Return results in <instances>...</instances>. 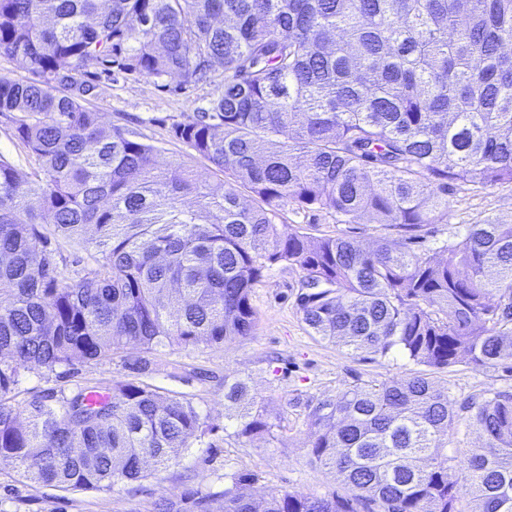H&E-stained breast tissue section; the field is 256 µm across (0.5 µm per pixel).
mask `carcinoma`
Masks as SVG:
<instances>
[{"label": "carcinoma", "mask_w": 512, "mask_h": 512, "mask_svg": "<svg viewBox=\"0 0 512 512\" xmlns=\"http://www.w3.org/2000/svg\"><path fill=\"white\" fill-rule=\"evenodd\" d=\"M0 114L38 161L0 156V463L34 483L100 490L219 447L193 401L142 381L16 401L23 373L106 362L129 345L216 347L249 336L252 290L276 265L303 271L310 333L353 352L393 350L442 370L512 372V223L489 218L434 252L411 248L448 221V189L512 183V0H0ZM94 62L96 78H85ZM224 75L209 107L172 128L210 163L157 149L85 108L101 79ZM253 204L241 201L239 187ZM327 211L389 230L369 248L313 238L280 215ZM93 229L92 237L86 230ZM88 260L67 270L59 241ZM448 388L418 372L309 406V463L347 497L194 489L157 512H512V391L466 403L487 440L449 476ZM234 436L277 438L244 376L224 377Z\"/></svg>", "instance_id": "obj_1"}]
</instances>
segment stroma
<instances>
[{
	"label": "stroma",
	"mask_w": 512,
	"mask_h": 512,
	"mask_svg": "<svg viewBox=\"0 0 512 512\" xmlns=\"http://www.w3.org/2000/svg\"><path fill=\"white\" fill-rule=\"evenodd\" d=\"M217 86L213 80L173 92L150 78L133 80L117 75L101 81L97 95L88 98L86 106L100 113L105 123L135 131L140 141L157 149L160 161L179 162L202 172L207 160L173 138L171 127L206 107ZM448 202L447 223L426 227L416 250L437 249L460 238L468 225L490 217L512 220V183L488 188L458 185ZM283 221L313 237L343 231L366 247L384 233L383 227L369 220L342 226L321 211L291 209ZM302 277L300 269L285 266L265 272L251 296L257 321L250 336L226 341L221 347L159 352L151 355V365L141 375L117 356L106 363L79 364L65 374L29 371L19 386L21 398L27 399L60 389L104 388L138 379L191 399L220 424L224 421V379L241 375L248 377L257 399L272 401L280 409L276 441H249L227 431L221 447L189 449L179 463L157 474L105 490H64L32 483L23 480L15 466H0V512H153L156 502L179 500L197 487L223 492L225 473L236 470L257 474L250 490L258 496L272 491L344 494V486L332 474L307 461L309 404L358 383L380 384L408 376L420 367L397 352L385 356L354 353L311 336L298 302ZM434 379L448 387L458 409L446 435L452 474L458 477L465 471L468 450L483 443L466 413L460 411V404L491 388L512 390V374L460 363L436 372Z\"/></svg>",
	"instance_id": "1"
}]
</instances>
